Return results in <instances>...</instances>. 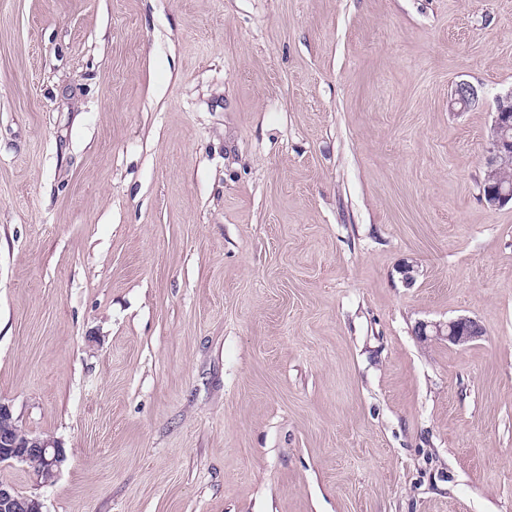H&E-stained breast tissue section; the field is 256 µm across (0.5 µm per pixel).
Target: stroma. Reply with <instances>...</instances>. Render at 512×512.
Masks as SVG:
<instances>
[{
    "label": "stroma",
    "instance_id": "35a3bbf8",
    "mask_svg": "<svg viewBox=\"0 0 512 512\" xmlns=\"http://www.w3.org/2000/svg\"><path fill=\"white\" fill-rule=\"evenodd\" d=\"M511 90L512 0H0V401L68 455L0 481L512 512ZM458 317L467 348L415 334ZM511 128L512 90L498 96L496 100L484 179L485 190L482 191V199L491 208L501 207L512 201V182L507 171L512 160V139L508 134ZM505 182H508V185Z\"/></svg>",
    "mask_w": 512,
    "mask_h": 512
}]
</instances>
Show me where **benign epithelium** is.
Returning a JSON list of instances; mask_svg holds the SVG:
<instances>
[{
    "mask_svg": "<svg viewBox=\"0 0 512 512\" xmlns=\"http://www.w3.org/2000/svg\"><path fill=\"white\" fill-rule=\"evenodd\" d=\"M512 90L496 100V111L491 129V141L485 190L482 199L491 208L512 201V179L507 168L512 162ZM421 336L433 335L464 346L481 336L478 325L469 318H458L446 323H421ZM67 460L62 443L51 436L34 435L19 425L10 406L0 401V464L19 462L26 466L42 483L51 481ZM20 506L12 485L0 483V512H16Z\"/></svg>",
    "mask_w": 512,
    "mask_h": 512,
    "instance_id": "1",
    "label": "benign epithelium"
}]
</instances>
